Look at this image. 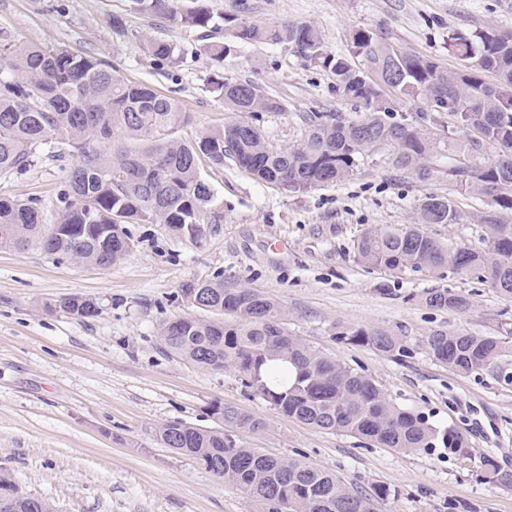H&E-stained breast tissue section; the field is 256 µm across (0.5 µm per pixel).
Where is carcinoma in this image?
I'll list each match as a JSON object with an SVG mask.
<instances>
[{
  "label": "carcinoma",
  "instance_id": "obj_1",
  "mask_svg": "<svg viewBox=\"0 0 512 512\" xmlns=\"http://www.w3.org/2000/svg\"><path fill=\"white\" fill-rule=\"evenodd\" d=\"M139 9L182 27L207 28L213 20L201 7L174 6V0H134ZM224 29L243 43L283 44L306 62L336 77L344 96L365 111L361 118L341 112H308L301 117L305 135L295 147L274 149L255 125L237 119L190 142L177 135L189 122L175 99L152 87L127 82L112 65L65 47L0 42V176L19 173L48 153L70 156L59 212L45 224L36 199H0V248L36 247L59 259L104 269L134 249L129 224H165L191 238L204 232L202 216L214 193L201 175L198 154L224 166L231 160L259 182L289 193H306L351 177L375 147H393V164L419 182L433 174L437 133L419 122L391 117L385 97L391 88L405 99L424 97L451 104L450 115L467 141L466 158L448 163L455 188L484 198L479 216L480 244L446 247L425 230L428 224H456L460 214L450 199L424 198L412 224L383 225L357 241L361 262L395 271L448 268L475 272L500 294L512 297V31L479 28L448 37V54L458 66L448 69L408 53L371 30L355 29L345 56L328 51L323 34L305 22L256 23L222 17ZM152 56L176 61V46L153 42ZM203 52L217 62L231 51L210 42ZM493 75L495 82L485 77ZM224 107L240 114L280 112L274 95L249 81L209 80ZM496 154L480 155L486 147ZM183 299L200 294L203 316L186 314L162 321V346L182 360L212 370L232 367L278 412L316 429L347 433L378 447L402 453L436 448L454 459L471 457L468 436L459 428L435 426L395 403L373 378L329 357L290 334L283 312L271 297L251 288L224 286L220 275L180 288ZM424 302L438 309L464 311L466 298L429 289ZM49 312L75 319L100 313L97 299L68 296L47 304ZM348 344L369 346L381 354L406 358L413 349L403 336L384 329L356 328L339 336ZM427 355L458 375L490 373L512 383L506 368L512 334L487 336L465 331L432 332L423 340ZM221 426L198 428L182 421L157 428L158 441L262 505L265 512H374V500L337 474L299 459H282L239 445L224 427L261 432L265 419L222 403ZM485 478L512 485V474L493 459L482 460ZM12 492L9 512H56L47 498L19 492L0 476V488Z\"/></svg>",
  "mask_w": 512,
  "mask_h": 512
}]
</instances>
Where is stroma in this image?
I'll list each match as a JSON object with an SVG mask.
<instances>
[{
	"instance_id": "obj_1",
	"label": "stroma",
	"mask_w": 512,
	"mask_h": 512,
	"mask_svg": "<svg viewBox=\"0 0 512 512\" xmlns=\"http://www.w3.org/2000/svg\"><path fill=\"white\" fill-rule=\"evenodd\" d=\"M214 17L237 15L261 23L306 22L318 27L330 52L349 51L348 36L363 28L404 51L455 67L448 37L492 27L512 30L504 0H202ZM125 29L113 30V18ZM223 25L184 28L136 8L133 0H0V41L68 46L108 60L115 75L177 99L194 140L232 114L210 90L220 74L275 95L282 112L252 122L278 148L298 144L305 112L360 116L334 76L305 63L284 45H236L218 63L202 44L228 41ZM175 44L178 63L153 58L148 45ZM409 120L436 129L442 149L434 174L418 182L377 147L350 180L303 194L254 181L232 163L200 169L214 192L205 231L192 238L163 224H132L134 251L106 269H91L36 248L0 249V473L22 492L53 501L59 512H257L247 495L187 457L160 445L156 429L172 421L215 427L211 404L222 402L269 423L262 432L234 431L247 447L298 458L331 470L354 490L386 487L375 512H512V487L485 479L491 456L512 473V384L490 374L463 377L435 364L422 341L436 330L489 335L512 329V298L475 276L441 268L393 274L359 261L366 230L413 223L429 195L450 198L456 224L428 233L452 246L477 245L479 196L448 181V153L462 140L447 113L427 100L401 103ZM66 169L43 155L27 171L0 176V198L39 200L53 221ZM223 276L225 285L276 299L291 334L371 376L398 404L438 426L468 435L473 454L450 459L436 451L404 454L346 433H327L274 410L235 369H203L162 347L160 321L189 313L182 285ZM467 297L466 311L427 306L429 289ZM91 296L100 314L79 320L48 313L44 303ZM383 328L406 337L405 359L338 340L352 328Z\"/></svg>"
}]
</instances>
